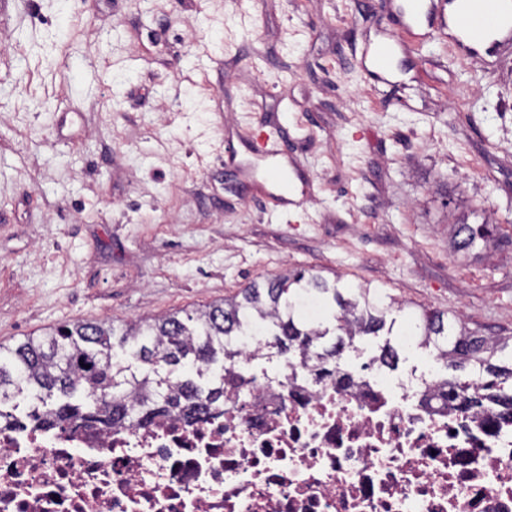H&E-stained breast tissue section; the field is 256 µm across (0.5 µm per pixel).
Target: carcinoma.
Here are the masks:
<instances>
[{"instance_id":"cac0c4a2","label":"carcinoma","mask_w":512,"mask_h":512,"mask_svg":"<svg viewBox=\"0 0 512 512\" xmlns=\"http://www.w3.org/2000/svg\"><path fill=\"white\" fill-rule=\"evenodd\" d=\"M458 248L483 237L482 227L457 219ZM411 324L418 347L438 351L454 371H472L480 381L469 392L451 375L442 398L464 413L487 406L512 423V336H482L457 319L423 309L416 314L385 302L377 289L350 290L338 281L302 272L254 283L232 297L186 314L116 326L82 322L12 347L0 345V431L18 423L4 405L27 393L38 403L26 420L35 428L77 420L109 429L144 426L160 415L188 419L224 402V361L238 352L229 340L250 325L273 337V355L289 358L312 351L318 364L342 355L350 336L385 337L373 361H400L391 336Z\"/></svg>"}]
</instances>
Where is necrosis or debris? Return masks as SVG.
<instances>
[{"instance_id":"4bbe7bcc","label":"necrosis or debris","mask_w":512,"mask_h":512,"mask_svg":"<svg viewBox=\"0 0 512 512\" xmlns=\"http://www.w3.org/2000/svg\"><path fill=\"white\" fill-rule=\"evenodd\" d=\"M271 342L234 338L241 381L194 420L1 431L0 512H512V425L448 407L439 355L379 366L360 337L319 382Z\"/></svg>"}]
</instances>
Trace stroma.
<instances>
[{"mask_svg":"<svg viewBox=\"0 0 512 512\" xmlns=\"http://www.w3.org/2000/svg\"><path fill=\"white\" fill-rule=\"evenodd\" d=\"M387 35V0H0V344L287 271L512 336V53L439 33L383 81ZM273 127L313 187L271 217L224 143Z\"/></svg>","mask_w":512,"mask_h":512,"instance_id":"1","label":"stroma"}]
</instances>
